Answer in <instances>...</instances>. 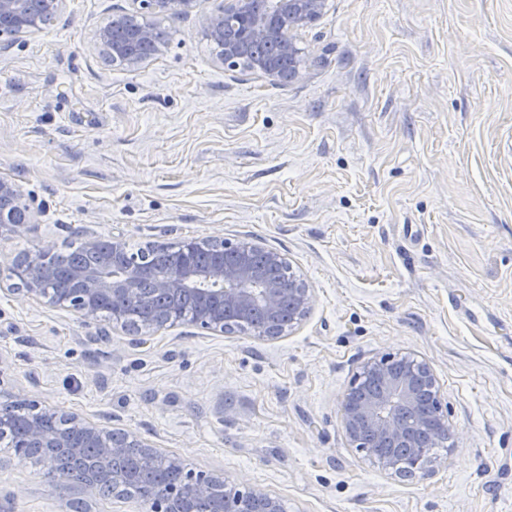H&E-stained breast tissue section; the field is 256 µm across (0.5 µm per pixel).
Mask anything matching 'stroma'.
Here are the masks:
<instances>
[{"label": "stroma", "mask_w": 512, "mask_h": 512, "mask_svg": "<svg viewBox=\"0 0 512 512\" xmlns=\"http://www.w3.org/2000/svg\"><path fill=\"white\" fill-rule=\"evenodd\" d=\"M128 0H66L0 44V179L45 244L219 236L282 254L312 309L278 339L191 325L100 341L0 275V398L141 434L286 512H512V0H329L301 30L302 76L216 61L197 17L131 70L91 48ZM432 367L452 437L406 477L350 447L365 361ZM31 459L0 451V504L72 512Z\"/></svg>", "instance_id": "1"}]
</instances>
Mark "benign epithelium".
Returning a JSON list of instances; mask_svg holds the SVG:
<instances>
[{"label": "benign epithelium", "instance_id": "7a95c632", "mask_svg": "<svg viewBox=\"0 0 512 512\" xmlns=\"http://www.w3.org/2000/svg\"><path fill=\"white\" fill-rule=\"evenodd\" d=\"M65 0H0V36L19 38L50 27L62 12ZM130 11L119 10L97 29L92 48L104 60L121 63L131 70L161 55L166 47L155 19L168 15L201 17L205 36L218 48V62L232 69L242 67L270 82H291L302 76L295 33L309 27L325 12L328 0H266L263 12L253 10L252 0H224V7L206 12L203 0H131ZM18 185L0 180V235L19 228L15 214L21 205ZM205 243L222 252L233 249L232 263L221 259L199 262L186 252L181 262L151 281L159 298L190 296L200 316L195 325L212 333H224L226 315L232 313L241 324L250 323L255 309L267 313L265 325L255 329L262 338L275 339L285 328H293L307 317L312 291L299 276L288 283L273 279L268 270L285 264L278 252L251 242L229 243L211 238ZM111 247L95 265L72 264L63 272L57 254L43 247L12 262L8 271L25 285L26 295L46 304L71 310L85 323L101 321L102 306H112V323L126 326L121 304L140 298V281L147 275L138 258L127 252L125 242L112 238ZM66 277L67 290L59 295L49 286ZM434 400L432 425L438 440L452 436V427L438 398L437 380L429 363L413 353H398L370 359L355 373L341 401V416L350 444L387 470L413 476L423 471L428 460L419 437V411L425 395ZM63 417L68 429H51L47 421ZM24 447L68 449L96 448L103 459H114L129 448L142 449L141 462H150L157 448L139 435L123 429L112 431L77 414L42 407L29 402ZM177 480L158 494L147 497L150 512H198L200 505L216 497L222 512H282L280 501L265 492L241 493L238 484L217 485L214 478L188 468L177 456L168 457ZM90 497L110 493L97 480L95 471L77 479Z\"/></svg>", "mask_w": 512, "mask_h": 512}]
</instances>
